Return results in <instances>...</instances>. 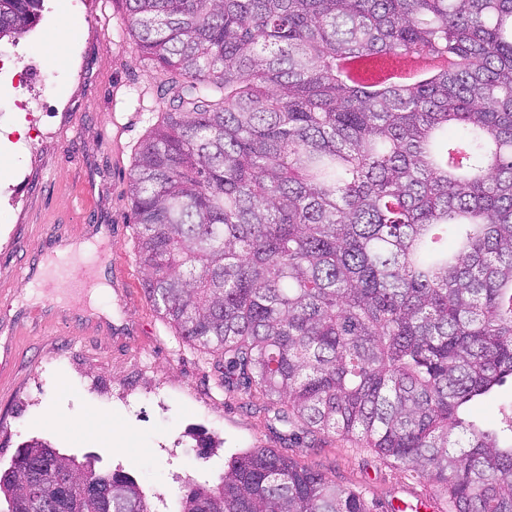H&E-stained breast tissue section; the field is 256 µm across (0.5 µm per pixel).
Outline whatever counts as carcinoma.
Wrapping results in <instances>:
<instances>
[{"mask_svg": "<svg viewBox=\"0 0 512 512\" xmlns=\"http://www.w3.org/2000/svg\"><path fill=\"white\" fill-rule=\"evenodd\" d=\"M43 0H0V40ZM166 102L129 200L147 299L256 392L288 445L358 440L448 512H512V0H123ZM435 66L378 86L361 58ZM83 460L33 440L7 512H104ZM111 512H151L98 472ZM174 512H374L271 448L233 454ZM512 404V382L508 380L494 393L485 397L472 407V414L476 418L488 422H497L500 418V411Z\"/></svg>", "mask_w": 512, "mask_h": 512, "instance_id": "carcinoma-1", "label": "carcinoma"}]
</instances>
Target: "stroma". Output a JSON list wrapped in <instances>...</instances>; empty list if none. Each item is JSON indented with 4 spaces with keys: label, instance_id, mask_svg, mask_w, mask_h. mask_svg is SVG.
Segmentation results:
<instances>
[{
    "label": "stroma",
    "instance_id": "35a3bbf8",
    "mask_svg": "<svg viewBox=\"0 0 512 512\" xmlns=\"http://www.w3.org/2000/svg\"><path fill=\"white\" fill-rule=\"evenodd\" d=\"M124 17L120 0H108L112 40L103 45L84 0H44L32 30L0 40V469L42 439L98 455L99 469H124L153 512H172L188 483L216 482L232 454L282 448L283 429L258 399L226 396L211 356L177 336L142 289L129 174L163 110V73L141 63ZM57 52L68 66L52 63ZM93 238L127 268V299L102 298L111 318L92 313L86 287L27 298L47 256ZM117 323L130 332L121 342ZM93 417L96 433H72ZM290 453L365 490L377 512L426 488L332 436Z\"/></svg>",
    "mask_w": 512,
    "mask_h": 512
}]
</instances>
